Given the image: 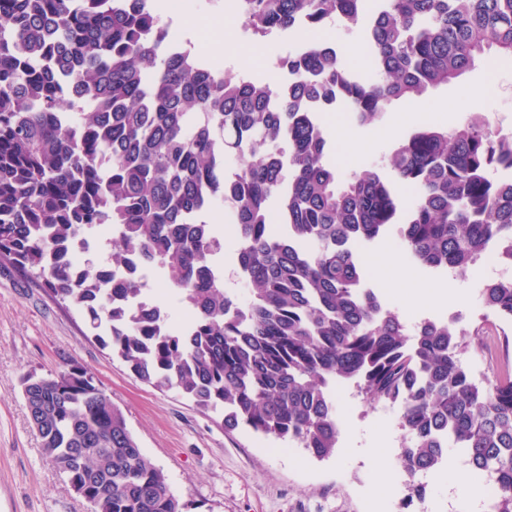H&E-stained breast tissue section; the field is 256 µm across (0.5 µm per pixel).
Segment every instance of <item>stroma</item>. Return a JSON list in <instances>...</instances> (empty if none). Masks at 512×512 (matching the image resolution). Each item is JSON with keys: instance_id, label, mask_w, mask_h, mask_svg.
Segmentation results:
<instances>
[{"instance_id": "obj_1", "label": "stroma", "mask_w": 512, "mask_h": 512, "mask_svg": "<svg viewBox=\"0 0 512 512\" xmlns=\"http://www.w3.org/2000/svg\"><path fill=\"white\" fill-rule=\"evenodd\" d=\"M169 17L174 40L191 43L202 52L211 45L224 47L222 64L251 77L275 73L274 62L285 54L283 38L253 44L241 31L233 0L214 7L208 0H181ZM259 47L260 68L248 71L239 52ZM475 93L472 102H459L461 90ZM427 123L453 128L474 118L489 120L494 132L512 133V62L500 67L479 56L474 66L455 82L430 91L423 99ZM329 131L325 161L347 174L380 161L395 137L385 135L384 123L353 124L348 115H325ZM369 141L361 155L347 160L336 126ZM224 239L219 261L224 283L231 293L248 292L236 274V227L225 223L223 207L208 213ZM397 235L378 239L360 250L366 285L406 324L424 319L451 318L458 334L472 337L476 330L496 339V360L487 363L473 351L463 356L476 377L512 378V355L507 354L503 333L507 326L485 310L477 288L485 279L483 266L447 274L410 264L418 280L449 285L467 299L464 307L429 302L410 306L404 287L391 288L377 257L384 250H401ZM81 366L124 414L127 426L144 454L164 473L171 490L189 505V512H472L467 500L450 486L448 474L437 471L426 481L423 500L404 506L407 477L401 461L402 432L397 414H382L363 402L350 387L335 391L341 436L336 454L318 460L299 447L264 443L262 437L240 428L224 429V415L202 410L176 390L161 391L137 378L120 359L113 357L72 306L56 303L36 280L21 271L0 265V512H90L91 507L59 474L44 455L33 431L21 381L30 374L49 376ZM377 450L390 472L392 492L376 494V473L366 460Z\"/></svg>"}]
</instances>
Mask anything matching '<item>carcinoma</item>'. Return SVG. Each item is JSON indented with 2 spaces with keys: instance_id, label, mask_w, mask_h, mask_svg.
Wrapping results in <instances>:
<instances>
[{
  "instance_id": "cac0c4a2",
  "label": "carcinoma",
  "mask_w": 512,
  "mask_h": 512,
  "mask_svg": "<svg viewBox=\"0 0 512 512\" xmlns=\"http://www.w3.org/2000/svg\"><path fill=\"white\" fill-rule=\"evenodd\" d=\"M254 41L288 34L270 85L209 64L171 41L152 0H0V263L41 282L143 382L176 389L229 429L294 443L318 459L340 435L332 389L399 408L405 505L415 476L448 449L494 475L493 512H512V378L463 362L489 349L427 319L409 328L364 285L356 246L399 225L403 250L464 270L489 245L512 265V137L478 119L421 125L385 159L415 188L406 203L372 163L342 178L325 163L322 113L381 120L402 98L448 85L486 53L512 59V0H236ZM359 29L369 72L334 42ZM246 168L232 166L245 154ZM276 201L284 232L268 230ZM226 205L238 229L241 305L212 257L224 239L204 216ZM99 224L115 229L77 269L64 252ZM130 266L112 280L107 270ZM169 269L191 322L141 300L138 267ZM512 323V280L480 292ZM44 453L93 512H187L122 412L83 368L23 381ZM313 37L316 40H328L335 41L336 43L342 44L345 49L351 44H358L357 30L348 29L344 25L332 26L327 24L323 27L316 29L313 32Z\"/></svg>"
}]
</instances>
